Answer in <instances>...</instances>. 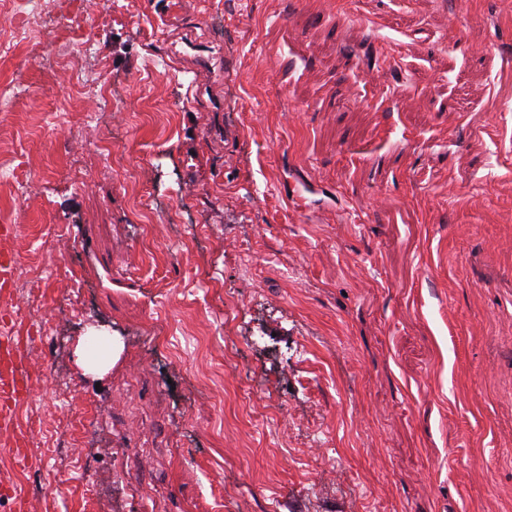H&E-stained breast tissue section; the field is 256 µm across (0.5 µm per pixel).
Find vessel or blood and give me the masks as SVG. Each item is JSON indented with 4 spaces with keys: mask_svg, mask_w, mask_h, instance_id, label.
Returning a JSON list of instances; mask_svg holds the SVG:
<instances>
[{
    "mask_svg": "<svg viewBox=\"0 0 512 512\" xmlns=\"http://www.w3.org/2000/svg\"><path fill=\"white\" fill-rule=\"evenodd\" d=\"M10 319L0 314V435L13 448L25 447L27 434L16 422V411L28 402L33 383L22 367L18 345L8 332Z\"/></svg>",
    "mask_w": 512,
    "mask_h": 512,
    "instance_id": "b4317fda",
    "label": "vessel or blood"
}]
</instances>
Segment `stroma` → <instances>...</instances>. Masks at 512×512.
I'll return each instance as SVG.
<instances>
[{"instance_id":"35a3bbf8","label":"stroma","mask_w":512,"mask_h":512,"mask_svg":"<svg viewBox=\"0 0 512 512\" xmlns=\"http://www.w3.org/2000/svg\"><path fill=\"white\" fill-rule=\"evenodd\" d=\"M40 26L90 49L0 58L28 201L0 225L17 274L54 272L7 305L28 512H512V0H57ZM102 68L135 109L40 91ZM91 326L122 344L99 377Z\"/></svg>"}]
</instances>
